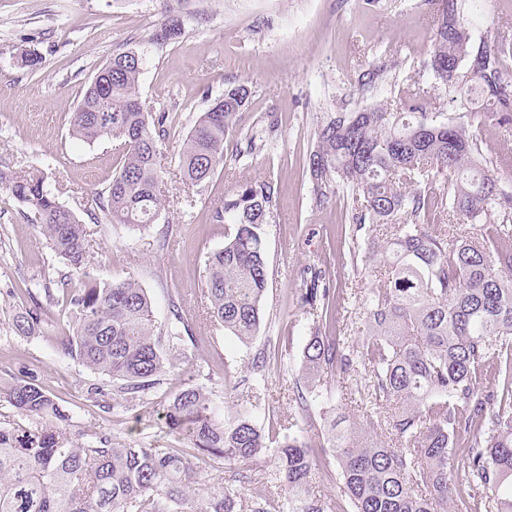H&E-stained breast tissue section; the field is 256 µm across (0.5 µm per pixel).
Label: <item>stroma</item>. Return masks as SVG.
Masks as SVG:
<instances>
[{
	"label": "stroma",
	"instance_id": "stroma-1",
	"mask_svg": "<svg viewBox=\"0 0 512 512\" xmlns=\"http://www.w3.org/2000/svg\"><path fill=\"white\" fill-rule=\"evenodd\" d=\"M464 17L476 40L493 28L512 30V0H480ZM172 18L181 36L162 47L150 44V31ZM432 36L425 0H0V161L44 173L59 201L89 223L96 277L135 280L152 300L157 331L178 313L189 325L181 343L187 373H171L132 406L87 400V387L101 377L66 354L68 312L46 301L67 268L0 188V378L35 380L74 421L125 446L177 447L166 433L163 404L188 383L211 391L226 411L248 410L277 441L301 435L312 447L326 444L323 414L333 408L352 427L354 412L340 396L366 397L365 372L331 378L329 391L309 394V411L295 400L313 328L301 304L305 271L314 268L333 283L330 329L356 341L363 336L362 305L379 285L380 259L368 254L366 231L349 223L345 190L325 205L314 203L307 157L323 116L360 103L363 71L381 66L400 85H432L425 68ZM25 50L41 56V68L22 65ZM116 50L142 55L141 100L146 111L168 113L172 125L162 147L166 200L147 228L92 222L96 195L118 161L110 142L83 145L68 131L85 85ZM241 82L251 96L223 164L204 185H184L179 152L186 134L214 97ZM270 113L278 126L266 146L237 158L236 142ZM265 176L278 184L274 216L263 227L269 283L263 323L246 345L200 316L204 262L233 232L214 221V210L238 182ZM32 298L44 304L41 330L16 335L13 315ZM274 338L284 356L253 372Z\"/></svg>",
	"mask_w": 512,
	"mask_h": 512
}]
</instances>
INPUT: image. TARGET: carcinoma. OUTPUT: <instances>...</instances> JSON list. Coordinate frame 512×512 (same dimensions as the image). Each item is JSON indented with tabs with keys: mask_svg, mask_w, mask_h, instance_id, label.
Here are the masks:
<instances>
[{
	"mask_svg": "<svg viewBox=\"0 0 512 512\" xmlns=\"http://www.w3.org/2000/svg\"><path fill=\"white\" fill-rule=\"evenodd\" d=\"M434 6V37L426 70L443 95L458 101L464 116L437 123L424 110V89L400 88L397 111L365 104L330 112L317 126L307 169L311 193L322 206L347 186L353 204L349 223L369 228L371 248L381 255L384 284L364 302L366 334L350 342L329 334L327 317L335 289L315 273L301 304L316 316L302 352L304 388L335 374L370 372V399L392 407L382 418L358 409L362 424L328 438L352 512H447L454 494L465 509L480 496L483 512H512V193L496 171L507 160L480 137L487 120L512 124V48L499 33L476 45L458 0ZM178 36L162 24L148 39L167 45ZM143 58L133 50L112 54L88 83L72 112L70 136L82 143L112 141L118 171L97 201L111 224L145 228L155 222L164 197L161 147L171 135L168 114L144 111L140 96ZM374 67L358 85L367 94L383 82ZM251 95L242 83L214 98L184 138L179 166L185 184L198 186L224 161V144ZM263 141L255 131L236 145V156L253 154ZM448 174V191L421 186L431 172ZM0 186L30 210L46 246L77 274L59 280L47 295L74 313L67 354L109 377L92 384L87 397L110 395L133 405L180 370L179 351L188 330L182 315L158 334L147 292L131 279L102 282L89 270L86 227L62 205L44 174L0 168ZM277 188L271 177L245 180L214 211L234 225L224 248L205 260V316L248 343L263 320L268 287L263 226L274 217ZM426 214L448 217L456 233L421 223ZM43 307L14 315L20 336L40 331ZM0 512H333L309 492L310 475L323 448L298 436L271 447L247 410L229 418L210 394L188 385L168 398V434L185 448H132L73 421L54 396L32 380L0 384ZM387 425L393 440L369 435ZM465 482L454 480L460 437ZM267 456L288 495L249 479L245 497L216 476L226 468Z\"/></svg>",
	"mask_w": 512,
	"mask_h": 512,
	"instance_id": "cac0c4a2",
	"label": "carcinoma"
}]
</instances>
